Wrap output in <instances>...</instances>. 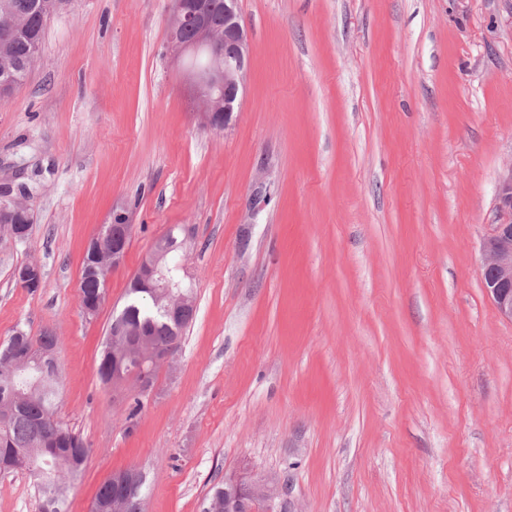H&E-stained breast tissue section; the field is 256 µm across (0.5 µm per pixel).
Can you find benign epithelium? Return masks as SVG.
Returning a JSON list of instances; mask_svg holds the SVG:
<instances>
[{
	"label": "benign epithelium",
	"mask_w": 512,
	"mask_h": 512,
	"mask_svg": "<svg viewBox=\"0 0 512 512\" xmlns=\"http://www.w3.org/2000/svg\"><path fill=\"white\" fill-rule=\"evenodd\" d=\"M208 0H180L169 24V43L176 55L205 54L208 63L202 70H188V91L199 106L194 116L211 128L229 124L241 110L242 93L251 63V38L246 28L239 0H224V36L217 40L209 22ZM192 31L190 40L180 38ZM273 189L259 183L252 197L254 210L267 205ZM32 222L31 213L21 201L0 194V228L11 237L20 235L19 220ZM112 244L110 262L118 269L127 251V239H119L103 229L88 243L90 247ZM170 247L162 241L147 255L138 270L141 279L152 288L169 291L179 288L182 280L173 278L166 262ZM481 277L489 299L499 315L512 321V166L499 181L496 195V222L491 235L483 243ZM279 477L244 468L224 473V495L228 497L226 512H278L276 502L282 496Z\"/></svg>",
	"instance_id": "7a95c632"
}]
</instances>
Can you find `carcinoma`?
Instances as JSON below:
<instances>
[{"label": "carcinoma", "instance_id": "1", "mask_svg": "<svg viewBox=\"0 0 512 512\" xmlns=\"http://www.w3.org/2000/svg\"><path fill=\"white\" fill-rule=\"evenodd\" d=\"M0 0V16H6L24 33L0 50V81L18 74L32 59L29 36L44 37L48 19L56 11V0ZM80 301L85 315L94 316L103 304V280L83 273ZM168 302H158L151 288H130L124 307L117 315L138 329L153 346H176L183 328L192 320L189 305L174 320L166 311ZM57 338L49 331L37 336L17 326L9 339L0 343V470H21L29 474L41 492L40 512H67L66 492L80 476L91 453L88 444L56 416L59 368L54 353ZM125 378L137 377V363L126 356L124 337L107 334L98 374L105 385H113L115 365ZM144 477L124 485L105 479L94 501H102L109 512H143ZM208 512H224V485L214 486L207 500Z\"/></svg>", "mask_w": 512, "mask_h": 512}]
</instances>
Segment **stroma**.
Masks as SVG:
<instances>
[{
  "label": "stroma",
  "instance_id": "35a3bbf8",
  "mask_svg": "<svg viewBox=\"0 0 512 512\" xmlns=\"http://www.w3.org/2000/svg\"><path fill=\"white\" fill-rule=\"evenodd\" d=\"M244 101L202 126L168 43L173 0H62L0 98V342L58 339L59 418L91 448L67 501L146 476L145 512H204L226 471L284 483L280 512H512V322L482 245L512 166V0H239ZM277 192L258 213V180ZM130 242L95 317L84 247ZM196 313L134 421L98 375L128 283L167 233ZM39 263L43 286L14 269ZM0 512H39L20 471ZM19 218L26 223H32L31 213L21 201L9 198V194H0V228L6 231L12 238L21 233L18 230ZM118 219L123 220L124 224L127 223L126 215L124 213H122L120 211H113L112 223L114 225L112 226V235H116L118 237H122L125 235V236H127V239L129 242L131 226L126 227V226H123L122 224H115L118 221ZM108 225L109 224H105L103 226L102 230L96 236L91 238L86 249L88 247H92V248L93 247H101L103 245L110 244L112 242V253L110 256V262L112 264V268L110 271V273H111L112 271H115L122 265L128 245H127L126 238H122V239H119L117 237L112 238V236L110 235L109 229L106 230ZM109 274L107 275L106 282L108 280ZM86 260H89V254H87ZM86 260L83 259L82 262V274L79 286L80 301L84 314L94 316L105 300L106 285L103 279L98 280L94 276L86 274Z\"/></svg>",
  "mask_w": 512,
  "mask_h": 512
}]
</instances>
